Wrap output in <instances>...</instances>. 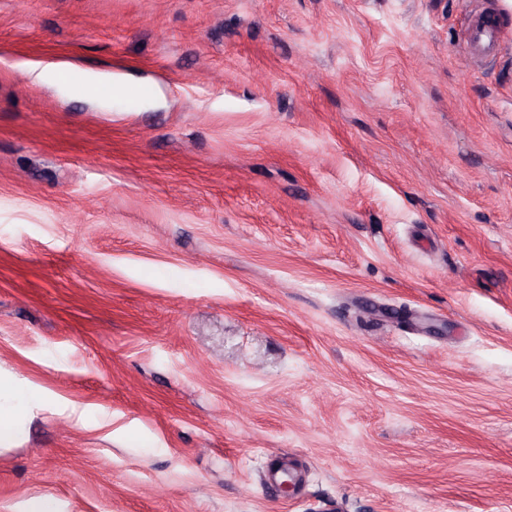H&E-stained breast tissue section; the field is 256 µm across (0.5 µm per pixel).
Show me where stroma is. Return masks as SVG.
I'll return each instance as SVG.
<instances>
[{"instance_id":"stroma-1","label":"stroma","mask_w":512,"mask_h":512,"mask_svg":"<svg viewBox=\"0 0 512 512\" xmlns=\"http://www.w3.org/2000/svg\"><path fill=\"white\" fill-rule=\"evenodd\" d=\"M0 380V512H512V8L0 0ZM483 15H477L472 23V30L467 41L469 53L487 54L493 51L498 34V24L484 22ZM15 391L7 382L0 380V439L6 436L18 420V409L13 400Z\"/></svg>"}]
</instances>
